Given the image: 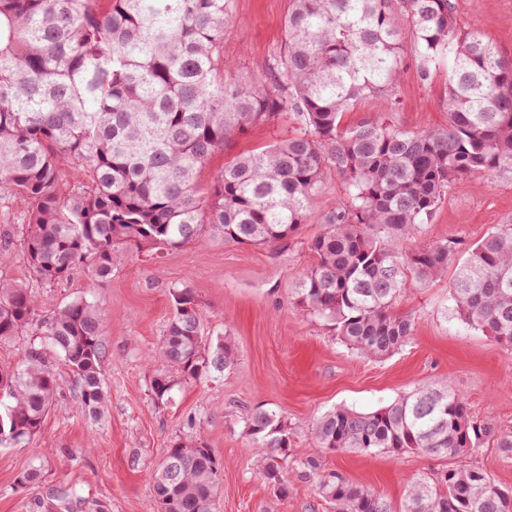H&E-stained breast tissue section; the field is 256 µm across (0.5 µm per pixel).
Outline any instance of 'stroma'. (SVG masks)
<instances>
[{
	"label": "stroma",
	"mask_w": 512,
	"mask_h": 512,
	"mask_svg": "<svg viewBox=\"0 0 512 512\" xmlns=\"http://www.w3.org/2000/svg\"><path fill=\"white\" fill-rule=\"evenodd\" d=\"M458 23L484 33L512 56V0H455ZM289 0H234L224 29V56L232 78L261 74L284 38ZM399 104L388 118L420 131L448 124L445 92L449 61L419 77L413 39L400 51ZM292 116L249 127L212 158L200 175L210 187L224 164L292 135ZM346 198L342 179L326 171L309 221L297 235L265 247L224 241L209 233L177 250L132 249L120 253L109 280L95 282L84 269L40 291L39 315L75 299L92 302L106 318L102 381L107 404L102 418L89 415L74 397L73 376L57 365L59 395L40 432L30 441L0 446V512H157L153 473L171 443L189 435L212 450L222 466L217 512H333L312 483L288 478L279 496L256 476L262 451L252 445L243 419L257 407L277 411L293 430L291 453H313L312 423L349 408L373 412L423 384L452 381L474 421L512 430V352L454 313L448 277L402 293L393 310L411 317L414 336L402 350L372 359L348 349L320 320L295 308L296 280L313 262L308 241L319 234L322 213ZM512 223V174L478 175L448 193L427 224L404 248L439 240L457 256L501 224ZM191 286L210 338L231 340L238 361L201 383H186L161 357L162 334L171 317V288ZM165 374L173 388L154 400L151 384ZM325 468L401 504L411 481L452 466L484 470L512 489V462L495 443L464 457L377 451H324ZM39 482L19 487L33 462Z\"/></svg>",
	"instance_id": "1"
}]
</instances>
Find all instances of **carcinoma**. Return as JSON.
Instances as JSON below:
<instances>
[{"mask_svg": "<svg viewBox=\"0 0 512 512\" xmlns=\"http://www.w3.org/2000/svg\"><path fill=\"white\" fill-rule=\"evenodd\" d=\"M233 0H0V206L19 209V245L31 277L52 288L79 266L112 275L117 251L174 250L208 232L226 242L271 245L307 223L328 169L348 201L324 213L308 242L312 265L293 305L349 349L382 359L413 336L393 312L410 285L456 265V315L512 350V224L458 260L448 241L404 250L452 188L475 175L512 174V58L482 32L458 26L452 0H291L285 37L263 73L227 81L224 26ZM417 44L421 75L452 56L448 126L417 132L383 117L344 128L343 113L371 96L392 105L404 35ZM290 113L299 132L237 156L199 188L208 162L250 126ZM162 353L188 383L237 361L229 340L208 342L192 288L170 291ZM29 288L0 276V342L43 340L0 370V445L31 439L59 388L44 347L76 378L82 408L105 406L100 364L104 319L85 299L36 318ZM265 449L256 476L288 494L286 471L314 483L334 512H512V490L485 471L456 466L412 482L395 508L382 494L291 457L292 431L277 412L244 419ZM314 448L458 457L496 442L512 460V431L477 424L451 384L423 385L373 412L337 409L312 426ZM158 466L157 512H212L221 468L189 437Z\"/></svg>", "mask_w": 512, "mask_h": 512, "instance_id": "cac0c4a2", "label": "carcinoma"}]
</instances>
